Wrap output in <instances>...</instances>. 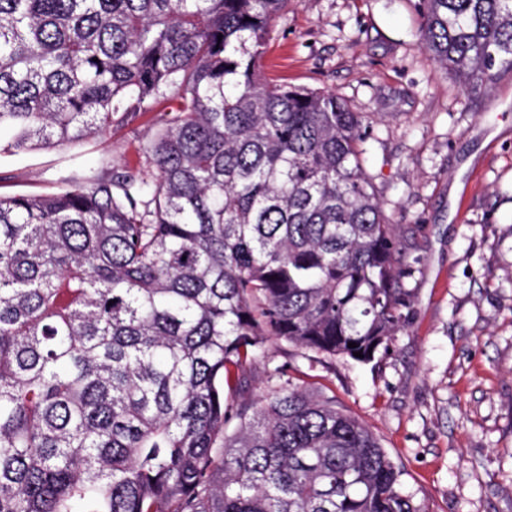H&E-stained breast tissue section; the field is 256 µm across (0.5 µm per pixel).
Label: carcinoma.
I'll list each match as a JSON object with an SVG mask.
<instances>
[{"label": "carcinoma", "instance_id": "carcinoma-1", "mask_svg": "<svg viewBox=\"0 0 512 512\" xmlns=\"http://www.w3.org/2000/svg\"><path fill=\"white\" fill-rule=\"evenodd\" d=\"M287 2L0 0V155L174 100L147 168L0 195V512H423L335 399L237 401L270 341L371 363L412 302L360 117L262 76ZM415 8L465 89L512 71V0Z\"/></svg>", "mask_w": 512, "mask_h": 512}]
</instances>
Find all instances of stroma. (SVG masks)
Returning <instances> with one entry per match:
<instances>
[{
	"label": "stroma",
	"mask_w": 512,
	"mask_h": 512,
	"mask_svg": "<svg viewBox=\"0 0 512 512\" xmlns=\"http://www.w3.org/2000/svg\"><path fill=\"white\" fill-rule=\"evenodd\" d=\"M263 73L335 92L360 116L362 165L407 239L413 304L369 364L269 344L242 403L286 377L321 388L404 466L424 512H512V72L463 90L422 48L411 0H288ZM166 107L78 147L0 156V193L137 166Z\"/></svg>",
	"instance_id": "35a3bbf8"
}]
</instances>
